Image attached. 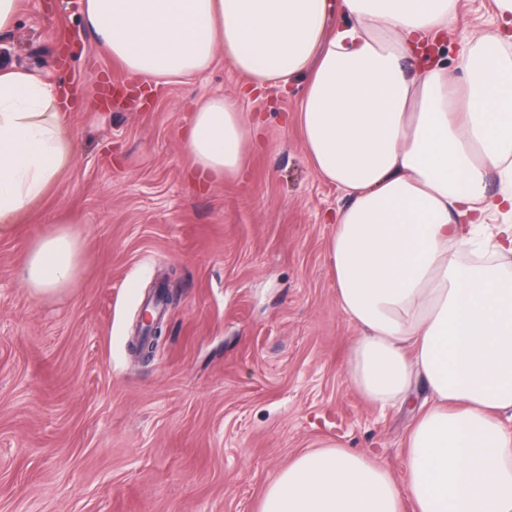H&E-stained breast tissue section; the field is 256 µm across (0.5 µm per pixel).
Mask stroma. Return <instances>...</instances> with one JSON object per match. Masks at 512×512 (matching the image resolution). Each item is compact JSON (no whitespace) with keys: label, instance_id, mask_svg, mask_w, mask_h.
Returning a JSON list of instances; mask_svg holds the SVG:
<instances>
[{"label":"stroma","instance_id":"1","mask_svg":"<svg viewBox=\"0 0 512 512\" xmlns=\"http://www.w3.org/2000/svg\"><path fill=\"white\" fill-rule=\"evenodd\" d=\"M80 0H22L0 57L71 93L73 162L0 224V512H260L298 454L335 443L401 474L412 406L382 413L351 385L354 326L328 242L340 191L310 164L297 112L307 76L245 99L224 57L138 83L85 28ZM493 0H458L438 60L493 31ZM258 120L245 172L199 180L182 134L201 99ZM70 223L83 273L40 300L30 244ZM170 300L136 349L145 294Z\"/></svg>","mask_w":512,"mask_h":512}]
</instances>
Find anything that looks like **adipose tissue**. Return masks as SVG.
<instances>
[{"mask_svg": "<svg viewBox=\"0 0 512 512\" xmlns=\"http://www.w3.org/2000/svg\"><path fill=\"white\" fill-rule=\"evenodd\" d=\"M457 0H83L82 20L134 78L201 72L217 55L248 93L309 83L298 121L315 171L336 185L329 258L357 329L348 376L372 406L430 400L402 476L338 445L300 454L261 512H512V0L463 53L428 59ZM252 130L236 104L199 102L184 135L199 178L238 175ZM71 161L50 82L0 66V223L42 200ZM500 189L487 191L488 174ZM502 221L489 225L491 216ZM67 226L27 250L36 298L81 275Z\"/></svg>", "mask_w": 512, "mask_h": 512, "instance_id": "obj_1", "label": "adipose tissue"}]
</instances>
